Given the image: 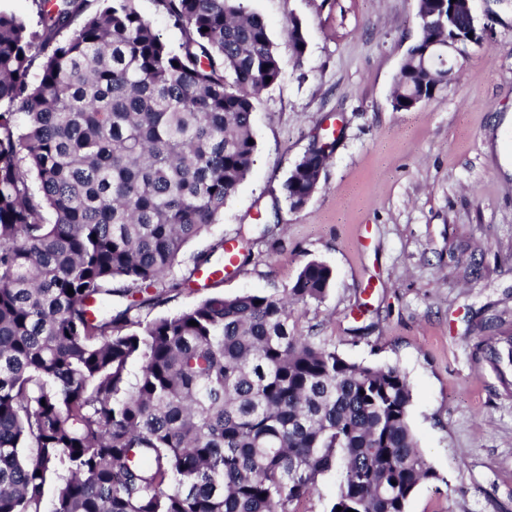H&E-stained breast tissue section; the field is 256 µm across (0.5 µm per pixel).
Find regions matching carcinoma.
Wrapping results in <instances>:
<instances>
[{"instance_id":"carcinoma-1","label":"carcinoma","mask_w":512,"mask_h":512,"mask_svg":"<svg viewBox=\"0 0 512 512\" xmlns=\"http://www.w3.org/2000/svg\"><path fill=\"white\" fill-rule=\"evenodd\" d=\"M34 2V23L0 9V512H295L332 471L330 512H406L436 478L407 375L290 330L328 266L282 294L133 315L202 272L224 281L222 241L168 277L254 164V99L281 79L264 20L238 0H156L181 30L172 48L135 0ZM433 5L419 2L397 111L448 72L422 52L448 38ZM334 146L315 139L295 165L291 207ZM483 358L511 391L512 332Z\"/></svg>"}]
</instances>
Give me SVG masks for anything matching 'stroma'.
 Wrapping results in <instances>:
<instances>
[{
    "mask_svg": "<svg viewBox=\"0 0 512 512\" xmlns=\"http://www.w3.org/2000/svg\"><path fill=\"white\" fill-rule=\"evenodd\" d=\"M272 39L281 80L254 101V164L175 279L218 241L251 254L218 292L279 294L311 260L333 281L292 323L346 360L398 366L413 390L410 423L437 474L407 512H512V393L483 360L487 324L512 329V0L446 90L392 107L418 0H242ZM306 51L296 56L292 26ZM337 142L301 208L282 185L312 140ZM275 229L261 236L260 226Z\"/></svg>",
    "mask_w": 512,
    "mask_h": 512,
    "instance_id": "35a3bbf8",
    "label": "stroma"
}]
</instances>
